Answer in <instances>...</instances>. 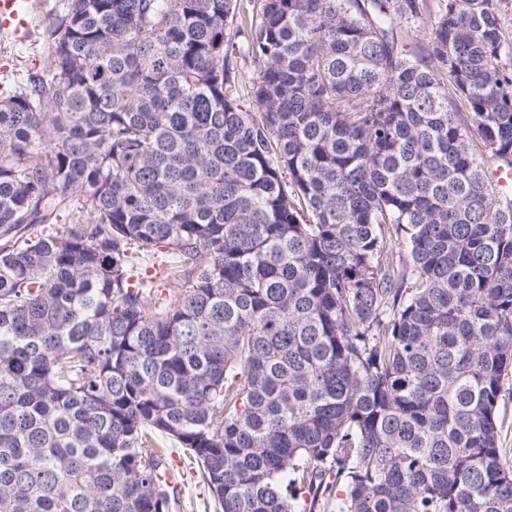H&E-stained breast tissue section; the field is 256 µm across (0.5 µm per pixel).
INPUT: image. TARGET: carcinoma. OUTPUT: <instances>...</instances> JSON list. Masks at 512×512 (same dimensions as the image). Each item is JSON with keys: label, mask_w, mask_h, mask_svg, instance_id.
<instances>
[{"label": "carcinoma", "mask_w": 512, "mask_h": 512, "mask_svg": "<svg viewBox=\"0 0 512 512\" xmlns=\"http://www.w3.org/2000/svg\"><path fill=\"white\" fill-rule=\"evenodd\" d=\"M511 1L55 3L0 87V512H176L160 434L204 512H512ZM502 396L497 407L499 448L503 462L512 466V367L505 372ZM167 444L170 453L168 468L174 473L175 481L179 482L180 503L177 512H203L202 500L210 498L207 487L200 482L195 470L188 465L183 449L171 440H167Z\"/></svg>", "instance_id": "carcinoma-1"}]
</instances>
